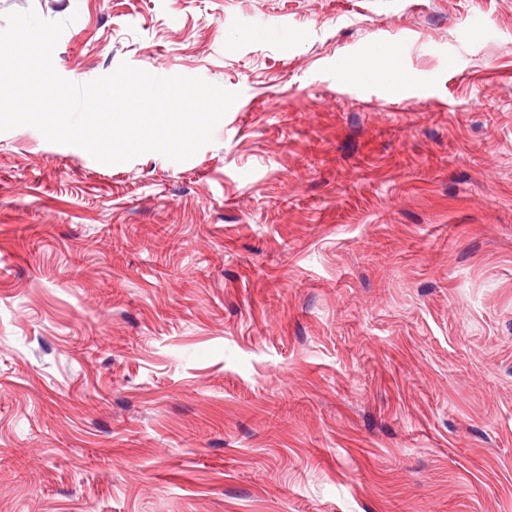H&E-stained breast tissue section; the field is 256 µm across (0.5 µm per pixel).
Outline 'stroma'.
<instances>
[{"mask_svg":"<svg viewBox=\"0 0 512 512\" xmlns=\"http://www.w3.org/2000/svg\"><path fill=\"white\" fill-rule=\"evenodd\" d=\"M28 9L240 97L183 162L0 132V512H512V0Z\"/></svg>","mask_w":512,"mask_h":512,"instance_id":"obj_1","label":"stroma"}]
</instances>
